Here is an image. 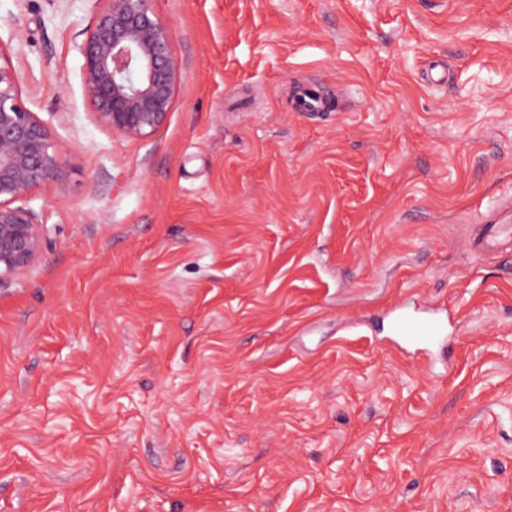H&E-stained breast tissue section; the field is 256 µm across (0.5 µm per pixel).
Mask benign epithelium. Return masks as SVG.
<instances>
[{
  "mask_svg": "<svg viewBox=\"0 0 512 512\" xmlns=\"http://www.w3.org/2000/svg\"><path fill=\"white\" fill-rule=\"evenodd\" d=\"M77 46L82 91L91 112L113 133L145 138L173 110L180 65L155 0H103ZM70 168L46 125L24 103L21 82L0 42V280L25 272L43 247V223L32 206L47 183Z\"/></svg>",
  "mask_w": 512,
  "mask_h": 512,
  "instance_id": "1",
  "label": "benign epithelium"
}]
</instances>
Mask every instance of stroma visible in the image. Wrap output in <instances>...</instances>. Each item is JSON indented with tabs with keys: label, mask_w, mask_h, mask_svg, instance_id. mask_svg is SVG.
<instances>
[{
	"label": "stroma",
	"mask_w": 512,
	"mask_h": 512,
	"mask_svg": "<svg viewBox=\"0 0 512 512\" xmlns=\"http://www.w3.org/2000/svg\"><path fill=\"white\" fill-rule=\"evenodd\" d=\"M100 7L0 0L70 166L0 282V512H512V0H155L143 139L82 94ZM402 302L451 315L434 362ZM393 312L392 333L416 353L428 355L434 345L443 347L448 343L449 336L439 319L422 317L405 305L396 307Z\"/></svg>",
	"instance_id": "stroma-1"
}]
</instances>
